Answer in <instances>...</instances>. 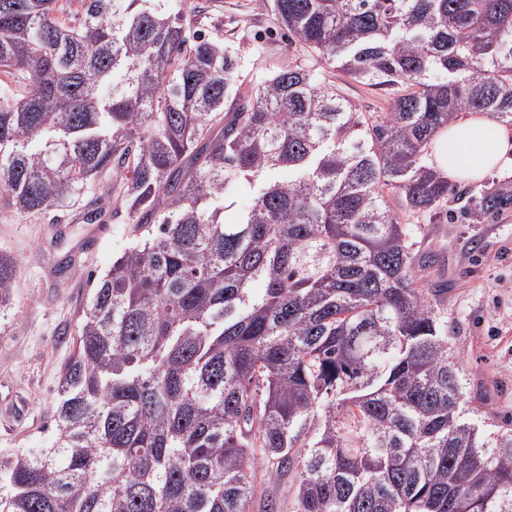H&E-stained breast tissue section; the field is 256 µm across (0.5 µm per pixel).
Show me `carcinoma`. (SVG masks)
I'll return each instance as SVG.
<instances>
[{"label": "carcinoma", "mask_w": 512, "mask_h": 512, "mask_svg": "<svg viewBox=\"0 0 512 512\" xmlns=\"http://www.w3.org/2000/svg\"><path fill=\"white\" fill-rule=\"evenodd\" d=\"M274 7L387 111L296 62L243 88L174 0H0V72L26 86L0 94V198L65 211L106 183L131 224L89 278L54 445L0 454V512H250L265 461L296 472V512H512V429L466 417L399 213L454 193L440 130L512 125V0ZM463 197L496 215L512 180ZM15 271L1 254V309ZM254 194L255 190L251 185H240L236 193L224 203L226 219L232 220L240 211L246 209L251 204Z\"/></svg>", "instance_id": "carcinoma-1"}]
</instances>
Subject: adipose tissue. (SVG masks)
I'll list each match as a JSON object with an SVG mask.
<instances>
[{
	"label": "adipose tissue",
	"mask_w": 512,
	"mask_h": 512,
	"mask_svg": "<svg viewBox=\"0 0 512 512\" xmlns=\"http://www.w3.org/2000/svg\"><path fill=\"white\" fill-rule=\"evenodd\" d=\"M511 154L512 128L475 115L437 135L434 167L450 180L477 183Z\"/></svg>",
	"instance_id": "1"
}]
</instances>
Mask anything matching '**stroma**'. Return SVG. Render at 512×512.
Instances as JSON below:
<instances>
[{"label": "stroma", "mask_w": 512, "mask_h": 512, "mask_svg": "<svg viewBox=\"0 0 512 512\" xmlns=\"http://www.w3.org/2000/svg\"><path fill=\"white\" fill-rule=\"evenodd\" d=\"M194 30L218 29L238 55L246 80L270 76L291 62L312 58L279 28L274 0H196ZM364 112L384 111L382 92L319 68ZM108 229L92 250L82 211L70 208L61 221L21 213L0 204V254L17 262L11 303L0 313V450L48 448L49 425L58 406L60 371L71 355L77 313L86 300L89 274H104L130 243L124 215L113 214L112 197L95 192ZM412 263L424 276L428 299L448 329L466 375L472 408L496 420H512V208L472 223L456 198L436 218L403 215ZM72 258L57 270L48 255Z\"/></svg>", "instance_id": "obj_1"}]
</instances>
